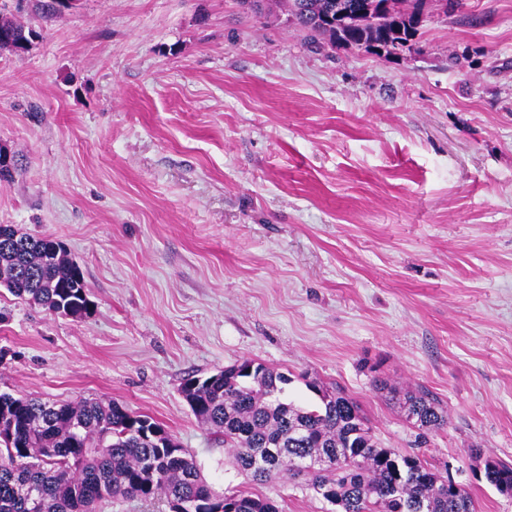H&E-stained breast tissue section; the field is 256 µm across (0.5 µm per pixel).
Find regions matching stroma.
Instances as JSON below:
<instances>
[{
    "instance_id": "obj_1",
    "label": "stroma",
    "mask_w": 512,
    "mask_h": 512,
    "mask_svg": "<svg viewBox=\"0 0 512 512\" xmlns=\"http://www.w3.org/2000/svg\"><path fill=\"white\" fill-rule=\"evenodd\" d=\"M33 28L0 50V224L64 243L93 303L50 314L0 288V393L116 401L219 488L245 483L181 388L249 359L357 400L512 512L469 451L512 463V0H433L417 48L312 46L236 0H0ZM428 388L419 437L374 387ZM282 512H331L270 482Z\"/></svg>"
}]
</instances>
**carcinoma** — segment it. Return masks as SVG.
<instances>
[{
	"label": "carcinoma",
	"mask_w": 512,
	"mask_h": 512,
	"mask_svg": "<svg viewBox=\"0 0 512 512\" xmlns=\"http://www.w3.org/2000/svg\"><path fill=\"white\" fill-rule=\"evenodd\" d=\"M418 0H261L255 14L277 8L320 48L357 47L398 56L416 45ZM36 32L0 16V50L27 51ZM0 287L44 311L82 318L92 303L79 264L64 244L0 224ZM291 378L253 360L207 377L185 379L182 394L201 422L224 436L225 450L251 482L299 476L336 512H475L471 494L426 460L383 448L361 406L339 388L311 380L312 406L287 399ZM378 391L424 432L448 423L440 400L422 386L402 390L382 380ZM155 421L115 401L49 403L0 393V512H32L22 493L41 489L39 512H98L119 499L165 502L168 512H280L243 489H218L195 457L170 434L146 433ZM484 478L512 495V464L473 448ZM323 459L318 471L295 460Z\"/></svg>",
	"instance_id": "obj_1"
}]
</instances>
